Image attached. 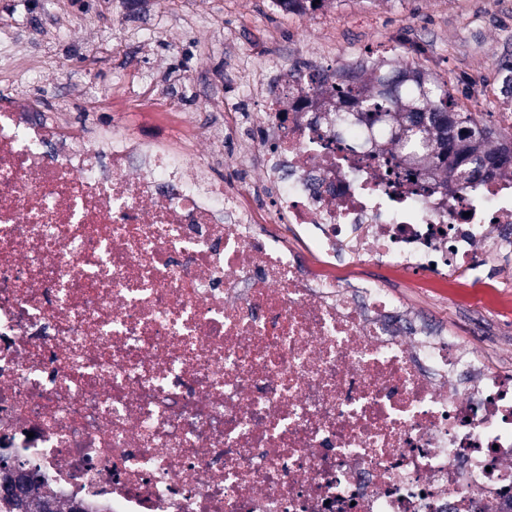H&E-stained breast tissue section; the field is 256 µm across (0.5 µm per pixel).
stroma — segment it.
Returning <instances> with one entry per match:
<instances>
[{
  "label": "stroma",
  "mask_w": 512,
  "mask_h": 512,
  "mask_svg": "<svg viewBox=\"0 0 512 512\" xmlns=\"http://www.w3.org/2000/svg\"><path fill=\"white\" fill-rule=\"evenodd\" d=\"M145 0H127L121 16L112 13V0H0V21L18 28L49 29L70 16H91L95 25L79 30L66 43L34 42L33 49L51 75L59 57L83 72L81 83L66 85L68 96L82 100L86 86L105 84L115 72L140 61L160 73H188L198 90H206L223 73L225 39H233L245 58L262 57L281 46L299 55L309 51L334 53L343 64L367 56L391 57L416 64L447 82L458 105L482 113L490 126L500 123L496 101L498 84L494 60L512 51V8L502 0H390L376 10L373 0H336V18H322L314 26L301 19L264 12L262 0H203L220 17L216 34L184 29L175 20L179 0H167V13L142 20ZM126 29L125 39L105 43L113 21ZM179 41L172 50L171 41ZM498 300L499 310L512 318V288L494 276L472 281L459 275L448 284V325L455 336L483 351L482 338L470 333L462 306Z\"/></svg>",
  "instance_id": "1"
}]
</instances>
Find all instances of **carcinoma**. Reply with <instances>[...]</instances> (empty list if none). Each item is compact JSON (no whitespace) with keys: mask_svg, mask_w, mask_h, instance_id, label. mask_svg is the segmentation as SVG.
<instances>
[{"mask_svg":"<svg viewBox=\"0 0 512 512\" xmlns=\"http://www.w3.org/2000/svg\"><path fill=\"white\" fill-rule=\"evenodd\" d=\"M499 106L512 109V54L496 61ZM336 95L351 99L368 126L393 125L401 115L402 140L428 145L438 140L433 164H446L448 177L462 188L475 182L470 171L483 159H496L494 173L512 170L511 138L458 108L448 85L427 71L393 59L364 58L336 69Z\"/></svg>","mask_w":512,"mask_h":512,"instance_id":"obj_1","label":"carcinoma"}]
</instances>
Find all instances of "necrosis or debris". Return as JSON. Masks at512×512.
I'll return each mask as SVG.
<instances>
[{
  "label": "necrosis or debris",
  "instance_id": "1",
  "mask_svg": "<svg viewBox=\"0 0 512 512\" xmlns=\"http://www.w3.org/2000/svg\"><path fill=\"white\" fill-rule=\"evenodd\" d=\"M333 61L233 71L248 106L170 125L119 74L0 107V455L95 512H512V370L371 276L512 252V174L460 189L318 90Z\"/></svg>",
  "mask_w": 512,
  "mask_h": 512
}]
</instances>
